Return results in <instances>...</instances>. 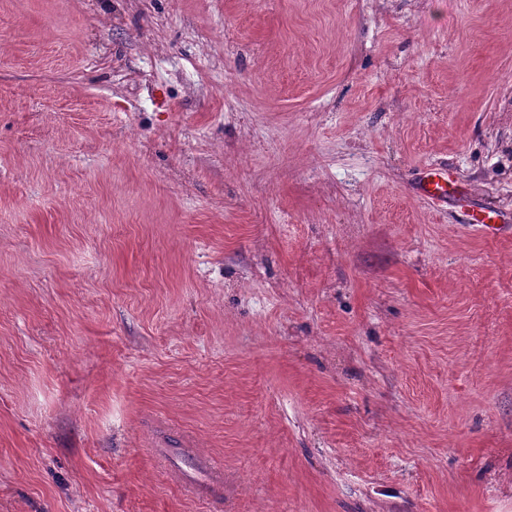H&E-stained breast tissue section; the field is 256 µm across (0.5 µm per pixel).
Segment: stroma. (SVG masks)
Masks as SVG:
<instances>
[{"label":"stroma","mask_w":512,"mask_h":512,"mask_svg":"<svg viewBox=\"0 0 512 512\" xmlns=\"http://www.w3.org/2000/svg\"><path fill=\"white\" fill-rule=\"evenodd\" d=\"M489 211L512 0H0V512H512ZM451 174L444 170L429 171L420 179L417 191L433 201H445L448 199V181H451Z\"/></svg>","instance_id":"obj_1"}]
</instances>
